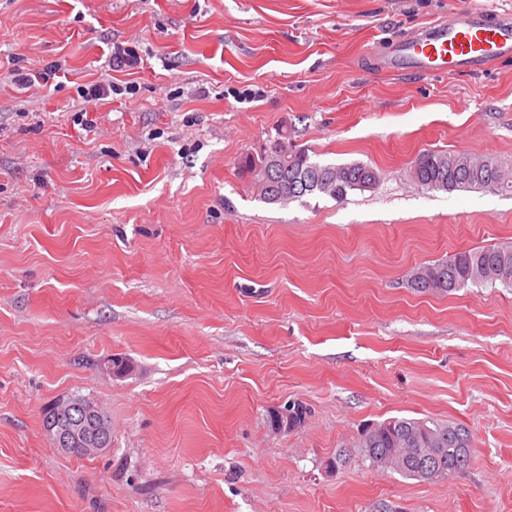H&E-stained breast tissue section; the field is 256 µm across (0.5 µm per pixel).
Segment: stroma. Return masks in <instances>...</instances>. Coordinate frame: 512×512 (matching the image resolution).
Wrapping results in <instances>:
<instances>
[{"instance_id": "stroma-1", "label": "stroma", "mask_w": 512, "mask_h": 512, "mask_svg": "<svg viewBox=\"0 0 512 512\" xmlns=\"http://www.w3.org/2000/svg\"><path fill=\"white\" fill-rule=\"evenodd\" d=\"M463 5L0 0V61L62 66L0 72V512H512V288L410 284L512 243V195L409 176L426 150L512 169V61L389 74L372 52ZM129 43L142 66L81 117ZM284 129L380 183L264 203L237 160ZM75 394L112 420L99 455L43 429ZM294 401L305 424L273 433ZM391 417L466 424L469 467H368L361 430Z\"/></svg>"}]
</instances>
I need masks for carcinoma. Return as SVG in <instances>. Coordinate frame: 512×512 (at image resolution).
<instances>
[{
  "label": "carcinoma",
  "mask_w": 512,
  "mask_h": 512,
  "mask_svg": "<svg viewBox=\"0 0 512 512\" xmlns=\"http://www.w3.org/2000/svg\"><path fill=\"white\" fill-rule=\"evenodd\" d=\"M272 156L282 161L281 180L300 183L307 181L313 189L308 195L328 196L341 201L350 193L373 189L376 168L363 163L331 164L313 159L305 149L288 144V138L267 145ZM238 169L266 203L285 206L294 197L282 191L278 184L266 182L255 173V156L246 154L239 159ZM414 182L427 191L484 190L512 192V180L502 165L489 156L479 157L461 151L426 150L415 158L410 167ZM505 267L508 278H496V270ZM426 278L411 279V287L422 293H450L464 288H486L500 285L512 288V245L486 246L460 251L452 258L422 267ZM360 447L372 448L382 454L391 448L407 449L404 464L392 468L406 479H422L420 460L427 448L440 449L434 467L444 472L445 481L463 472L471 461L472 444L469 428L458 422L405 417L390 418L367 428Z\"/></svg>",
  "instance_id": "obj_1"
}]
</instances>
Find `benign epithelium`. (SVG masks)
<instances>
[{
  "label": "benign epithelium",
  "instance_id": "7a95c632",
  "mask_svg": "<svg viewBox=\"0 0 512 512\" xmlns=\"http://www.w3.org/2000/svg\"><path fill=\"white\" fill-rule=\"evenodd\" d=\"M51 413L45 416L47 432L56 447L71 451L82 449L101 453L112 443V432L100 408L89 401L69 397L50 404ZM295 407L289 404L276 407L270 413L276 417L273 431L283 433L293 430Z\"/></svg>",
  "mask_w": 512,
  "mask_h": 512
}]
</instances>
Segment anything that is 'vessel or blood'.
Instances as JSON below:
<instances>
[{
  "instance_id": "1",
  "label": "vessel or blood",
  "mask_w": 512,
  "mask_h": 512,
  "mask_svg": "<svg viewBox=\"0 0 512 512\" xmlns=\"http://www.w3.org/2000/svg\"><path fill=\"white\" fill-rule=\"evenodd\" d=\"M387 69L482 73L512 58V16L471 6L375 51Z\"/></svg>"
}]
</instances>
